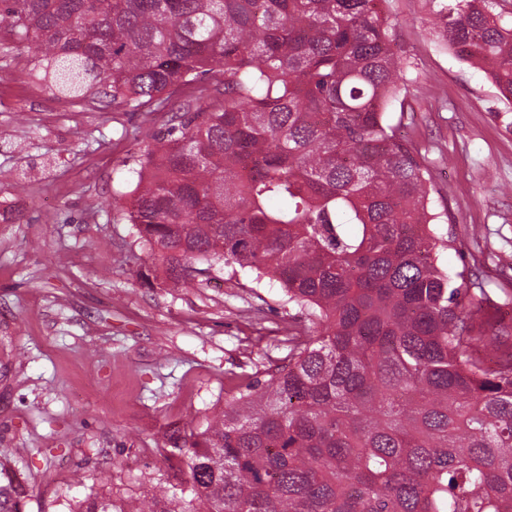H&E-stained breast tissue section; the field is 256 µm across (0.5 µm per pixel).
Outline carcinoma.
I'll list each match as a JSON object with an SVG mask.
<instances>
[{
    "mask_svg": "<svg viewBox=\"0 0 512 512\" xmlns=\"http://www.w3.org/2000/svg\"><path fill=\"white\" fill-rule=\"evenodd\" d=\"M436 2L512 105L502 0ZM6 27L58 95L172 113L127 206L155 273L267 275L309 322L178 447L189 495L118 512H512V328L438 264L452 239L388 120L407 86L377 0H0ZM22 494L0 471V512Z\"/></svg>",
    "mask_w": 512,
    "mask_h": 512,
    "instance_id": "cac0c4a2",
    "label": "carcinoma"
}]
</instances>
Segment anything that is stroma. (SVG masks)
<instances>
[{
	"label": "stroma",
	"mask_w": 512,
	"mask_h": 512,
	"mask_svg": "<svg viewBox=\"0 0 512 512\" xmlns=\"http://www.w3.org/2000/svg\"><path fill=\"white\" fill-rule=\"evenodd\" d=\"M412 110L390 123L430 173L441 265L512 289V107L429 31L426 0H383ZM164 112L58 96L0 33V465L23 512L90 492L127 506L178 475L171 438L203 429L287 354L300 319L278 283L216 265L200 285L144 281L125 202Z\"/></svg>",
	"instance_id": "stroma-1"
}]
</instances>
